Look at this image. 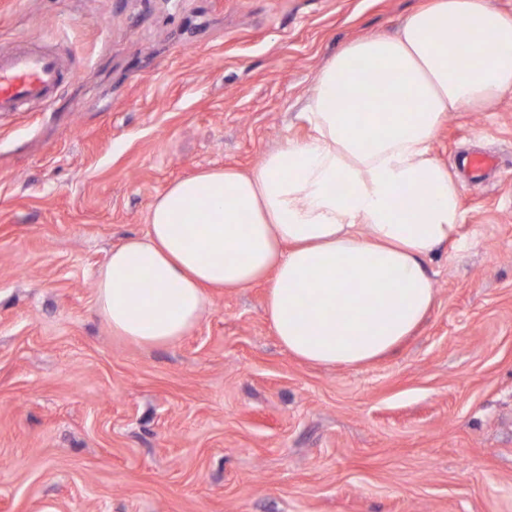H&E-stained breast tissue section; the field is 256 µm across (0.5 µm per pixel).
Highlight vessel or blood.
<instances>
[{"instance_id": "1", "label": "vessel or blood", "mask_w": 512, "mask_h": 512, "mask_svg": "<svg viewBox=\"0 0 512 512\" xmlns=\"http://www.w3.org/2000/svg\"><path fill=\"white\" fill-rule=\"evenodd\" d=\"M65 75L63 60L41 37H20L11 52L0 53V114L51 102Z\"/></svg>"}]
</instances>
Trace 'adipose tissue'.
<instances>
[{
	"label": "adipose tissue",
	"instance_id": "adipose-tissue-1",
	"mask_svg": "<svg viewBox=\"0 0 512 512\" xmlns=\"http://www.w3.org/2000/svg\"><path fill=\"white\" fill-rule=\"evenodd\" d=\"M508 92L512 15L490 0H429L395 33L350 41L316 75L310 137L253 172L210 169L167 189L145 234L99 270L98 313L113 335L167 345L205 314L208 289L262 281L296 358L358 366L390 353L431 308L425 263L463 218L432 154L438 129Z\"/></svg>",
	"mask_w": 512,
	"mask_h": 512
}]
</instances>
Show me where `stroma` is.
<instances>
[{"label": "stroma", "mask_w": 512, "mask_h": 512, "mask_svg": "<svg viewBox=\"0 0 512 512\" xmlns=\"http://www.w3.org/2000/svg\"><path fill=\"white\" fill-rule=\"evenodd\" d=\"M422 2L0 0V49L38 34L70 69L0 114V512H512V93L432 145L464 220L392 354L295 358L261 284L157 347L96 310V271L171 184L306 137L327 60ZM478 152L498 167L475 183Z\"/></svg>", "instance_id": "obj_1"}]
</instances>
